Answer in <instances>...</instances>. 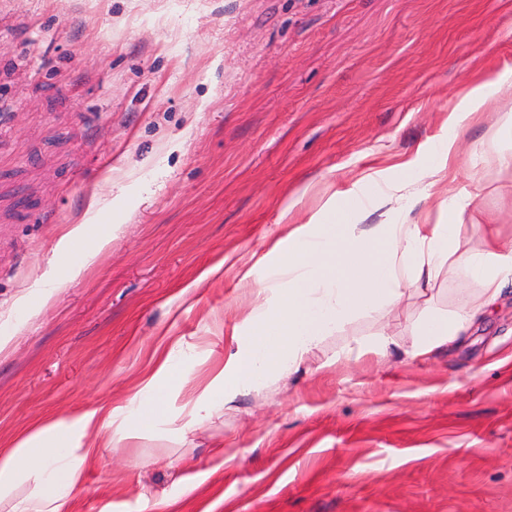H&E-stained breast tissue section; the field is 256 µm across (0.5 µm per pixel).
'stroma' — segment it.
Here are the masks:
<instances>
[{
  "label": "stroma",
  "instance_id": "obj_1",
  "mask_svg": "<svg viewBox=\"0 0 512 512\" xmlns=\"http://www.w3.org/2000/svg\"><path fill=\"white\" fill-rule=\"evenodd\" d=\"M507 67L512 0H0V439L126 399L157 346L230 359L253 302L239 280L263 284L285 224L366 193L369 171L426 169L465 84ZM71 224L80 257L114 236L80 274L57 259ZM469 294L443 274L428 303ZM428 303L332 331L185 441L104 449L76 512L150 493L178 512H512V285L413 359ZM381 329L390 351L360 352ZM218 443L235 459L214 475Z\"/></svg>",
  "mask_w": 512,
  "mask_h": 512
}]
</instances>
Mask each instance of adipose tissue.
<instances>
[{"instance_id": "adipose-tissue-1", "label": "adipose tissue", "mask_w": 512, "mask_h": 512, "mask_svg": "<svg viewBox=\"0 0 512 512\" xmlns=\"http://www.w3.org/2000/svg\"><path fill=\"white\" fill-rule=\"evenodd\" d=\"M512 100V68L471 84L448 110L450 137L431 146L422 182L386 188L372 203L376 224L363 221L350 197L328 198L306 223L289 225V261L276 267L240 326L238 350L203 370L179 364L174 348L155 351L125 404L109 401L34 418L0 440V512H76L103 449L155 437L171 421L168 395L185 397L186 436L243 391L259 393L282 381L324 336L363 312L424 295L441 272L476 288L474 300L441 314L425 307L412 354L429 355L456 340L502 298L512 284V244L472 207L473 193L458 183L455 163L488 96ZM493 157L503 190L512 193V113H497ZM430 202L438 220H414L411 205Z\"/></svg>"}]
</instances>
